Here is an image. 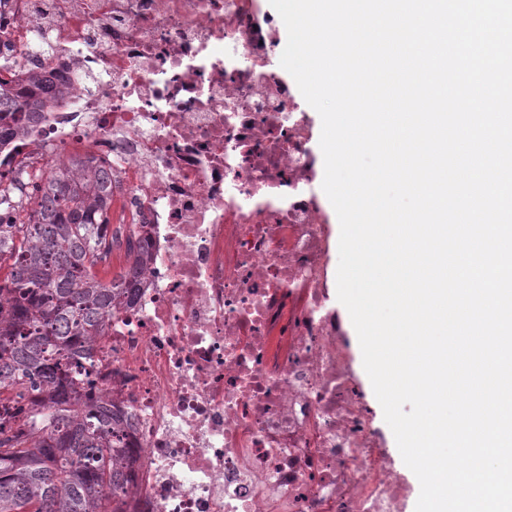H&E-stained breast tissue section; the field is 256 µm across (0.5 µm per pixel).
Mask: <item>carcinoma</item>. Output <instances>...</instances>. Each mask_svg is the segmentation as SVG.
Wrapping results in <instances>:
<instances>
[{
  "mask_svg": "<svg viewBox=\"0 0 512 512\" xmlns=\"http://www.w3.org/2000/svg\"><path fill=\"white\" fill-rule=\"evenodd\" d=\"M55 87L36 76L20 87L0 84V141L22 131L10 114L42 111ZM0 189V212L33 203L35 221L0 230V263L10 262L0 302V389L48 392L36 416L0 419V512H116L109 495L124 486L120 423L103 405L81 416L62 404L76 398L81 376L123 290L96 271L112 236L107 174L94 166Z\"/></svg>",
  "mask_w": 512,
  "mask_h": 512,
  "instance_id": "obj_1",
  "label": "carcinoma"
}]
</instances>
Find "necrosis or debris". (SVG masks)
I'll list each match as a JSON object with an SVG mask.
<instances>
[{"mask_svg": "<svg viewBox=\"0 0 512 512\" xmlns=\"http://www.w3.org/2000/svg\"><path fill=\"white\" fill-rule=\"evenodd\" d=\"M51 43L32 50L35 30ZM257 0H0V81L62 87L0 176L107 171L121 282L70 413L123 419L117 512H405L326 315L312 147Z\"/></svg>", "mask_w": 512, "mask_h": 512, "instance_id": "obj_1", "label": "necrosis or debris"}]
</instances>
